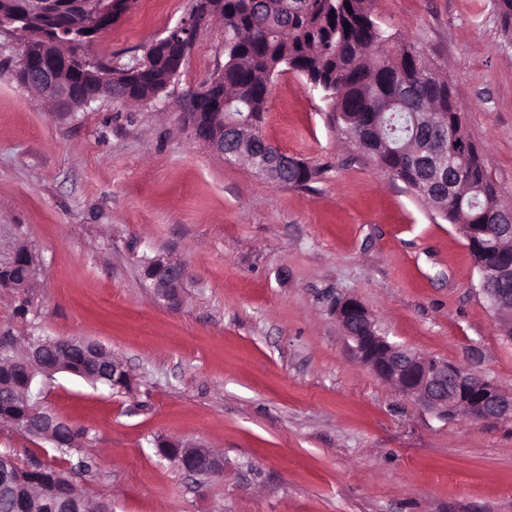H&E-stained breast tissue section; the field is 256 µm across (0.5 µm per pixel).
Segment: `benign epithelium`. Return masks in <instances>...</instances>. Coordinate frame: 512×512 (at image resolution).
I'll return each mask as SVG.
<instances>
[{
  "mask_svg": "<svg viewBox=\"0 0 512 512\" xmlns=\"http://www.w3.org/2000/svg\"><path fill=\"white\" fill-rule=\"evenodd\" d=\"M114 0H25L23 11L27 15L41 17L44 25L40 29L28 32L20 56V66L24 79L29 84L40 85L53 93L57 102L70 104V82L63 81L68 75L75 79L85 71L87 52L101 31L85 25L82 31L69 40L74 51L65 56L57 55L51 46L58 42L55 20L71 14L80 7L86 14L106 17L113 11ZM212 0H198L191 13L167 34L152 42L153 51L164 46L180 48L177 62L185 61L189 54L201 23L206 20L211 9ZM42 45L43 62L39 65L30 63L29 50L35 45ZM212 102L204 108L206 121L194 128L195 139L204 147L233 158L240 157L239 150H224V135L228 128L224 126V96L205 87L199 90L196 102ZM230 133V132H228ZM230 138H239L237 132L230 133ZM457 156L437 153L425 162L429 170V183L445 184L446 199L450 200L457 191V181L453 175ZM294 162V157L282 150L270 152L265 157H256L254 168L270 180L281 181V170ZM512 223V209L504 208L490 224H483L477 229L463 231L466 241L480 250L504 239L507 234L504 225ZM482 284H487L489 277H494L504 284L502 288H483L491 308L499 321V327L507 336H512V259L493 256L489 265H479ZM148 274L154 281V288L169 300H176L184 288L185 268L180 264L156 262L148 267ZM336 320L344 334L352 342L356 357L381 380L393 384L402 394L414 398L427 410L441 417L463 415L472 420L488 421L512 418V394L499 389L478 373L451 364L433 356L414 352L406 347L389 342L379 334L376 324L361 301L348 297L336 302ZM61 349V354L73 348H85L87 342L81 339H68L63 343L56 340L39 339L28 349V360L35 364L40 361L44 348ZM59 420L54 417L43 418L36 424L38 436L52 443L56 442L55 426ZM159 447L164 449L162 455L175 463L181 470L192 477L205 476L217 479L224 474V459L213 454L207 448L183 445L177 441L167 440Z\"/></svg>",
  "mask_w": 512,
  "mask_h": 512,
  "instance_id": "1",
  "label": "benign epithelium"
}]
</instances>
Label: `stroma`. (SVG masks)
Segmentation results:
<instances>
[{"instance_id": "35a3bbf8", "label": "stroma", "mask_w": 512, "mask_h": 512, "mask_svg": "<svg viewBox=\"0 0 512 512\" xmlns=\"http://www.w3.org/2000/svg\"><path fill=\"white\" fill-rule=\"evenodd\" d=\"M193 0H132L91 48L113 68L188 15ZM386 34L421 49L504 205L512 206V28L496 0H374ZM0 34V224L39 262L25 323L0 294V335L83 338L125 365L114 391L57 374L43 404L85 428L78 488L112 512H512V419L441 418L353 356L333 312L359 299L389 342L470 368L512 392L503 336L457 225L392 179L331 121V102L276 73L260 130L316 175L271 183L194 137L188 98L224 66V24L201 26L160 97L67 112L13 76ZM184 266L178 302L147 260ZM213 450L197 484L159 439ZM27 464L51 443L0 426Z\"/></svg>"}]
</instances>
